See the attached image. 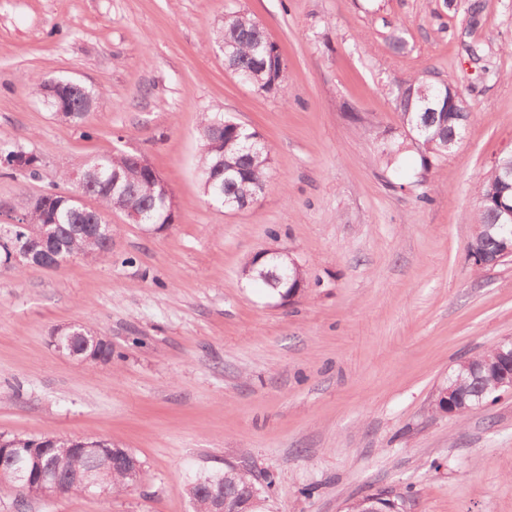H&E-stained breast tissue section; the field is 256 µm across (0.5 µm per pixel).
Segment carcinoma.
Returning <instances> with one entry per match:
<instances>
[{
  "label": "carcinoma",
  "mask_w": 512,
  "mask_h": 512,
  "mask_svg": "<svg viewBox=\"0 0 512 512\" xmlns=\"http://www.w3.org/2000/svg\"><path fill=\"white\" fill-rule=\"evenodd\" d=\"M482 0H467L464 10L466 29L479 28L483 20ZM207 39L224 46V59L230 61L239 77L252 79L251 86L265 93L288 95L284 84L286 60L278 45L270 41L264 29L250 15L230 9L224 14V23L207 34ZM396 106L403 128L401 136L382 135L377 144L381 159L390 166L399 154L412 145L421 153V166L427 170L436 162L447 158L456 144L464 137L471 122V108L462 93L449 79L413 78L406 87L398 88ZM54 116L66 123H79L88 115L86 95L77 94L60 111L52 107ZM223 119L219 113L205 117L200 128L202 152L199 159L204 195L213 203L226 208L237 207L254 195H261L267 187L271 169L270 151L249 152L245 145L259 132L247 127L224 125L215 127V120ZM22 152L16 145L0 142V172L14 170L12 159ZM86 181L85 194L96 202V210L88 208L75 198V193L65 194L49 186L42 192L41 200L32 206L25 217L16 224L0 225V266L20 272L33 264L27 258L32 245L29 228L46 231V236L35 244L37 251L55 257V263H65L72 257L95 258L110 250L112 224L107 214L122 213L134 208L143 214V223L152 226L167 223V210L173 207V197L166 195L156 180L144 173L128 153L97 156L77 169ZM512 201V184L504 181L503 169L494 167L483 179L480 202L475 219L479 230L478 247L495 248L512 241V223L497 222L494 205L499 200ZM288 265L285 257H268L261 262L250 259L242 270L248 281L259 282L274 291L297 292L307 286L306 270L291 269L290 281L276 284L271 277ZM494 350L488 349L466 358L455 365V372L462 375L456 382L455 417L462 419L467 408L478 400L486 401L499 392L501 376L498 369L488 364ZM46 438L6 436L5 448H40ZM84 450L75 439H54L50 450L42 457L41 464L57 476L55 483L35 486L31 495L53 498L63 495L77 479L87 473L98 479L99 487L106 493H116L141 483L144 468L134 474L112 467L108 458L93 452L95 448H110L105 440L84 439ZM273 480L259 478L253 471L229 466L224 472L198 477L187 485L185 492L192 500L195 512H213L214 500L224 496L226 512H264L265 490ZM408 496L396 495L379 502L382 512H406Z\"/></svg>",
  "instance_id": "1"
}]
</instances>
